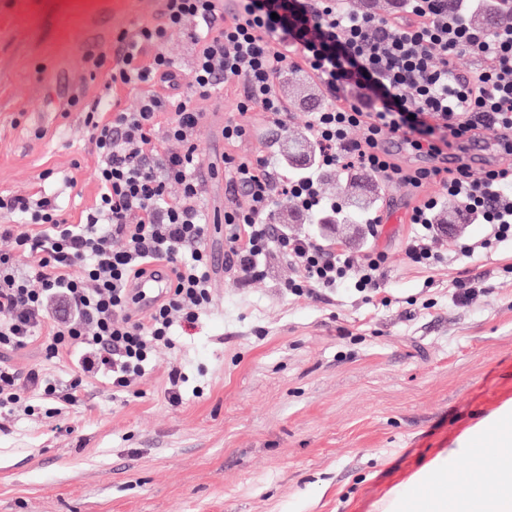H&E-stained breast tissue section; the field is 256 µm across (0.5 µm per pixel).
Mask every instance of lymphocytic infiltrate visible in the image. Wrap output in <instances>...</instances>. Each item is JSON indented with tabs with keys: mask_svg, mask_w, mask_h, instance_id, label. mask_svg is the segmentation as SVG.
Here are the masks:
<instances>
[{
	"mask_svg": "<svg viewBox=\"0 0 512 512\" xmlns=\"http://www.w3.org/2000/svg\"><path fill=\"white\" fill-rule=\"evenodd\" d=\"M441 2L404 0L403 15L378 19L337 12L333 0H241L229 16L223 0H166L162 22L138 25L121 56L88 58L91 78H102L104 89L85 109L98 157L91 205L75 215L45 191L0 194V421L38 408L59 416L94 379L112 396L128 393L157 349L172 347L175 331L195 329L208 313L214 260L206 246L195 101L227 83L242 87L240 117L224 125L231 147L248 133L251 110L285 125L275 90L282 74L304 67L341 93L309 125L313 164L286 181L273 183L265 157H226L229 184L248 201L224 211L231 268L240 281L262 276L263 259L274 253L293 269L283 283L293 296L320 298L344 282L378 294L385 252L359 258L336 252L271 220L279 197L313 216L335 212V202L321 198L319 182L336 169L357 168L416 189L442 182L460 213L487 227L480 240H454L458 254L512 240L511 169L475 179L462 160L452 171L410 168L387 147L393 134L435 158L449 141L464 143L483 130L512 151V26L485 33L465 11L447 13ZM184 28L194 56L183 82L164 44L171 30ZM463 53L482 58L484 67L456 74L452 64ZM118 88L138 92L136 111L113 110ZM352 128L359 139H348ZM172 183L181 188L174 200L167 195ZM437 205L430 197L411 211L415 234L406 255L413 264L431 267L444 259L436 245ZM160 264L172 278L144 320L131 285ZM33 344L45 360L71 362L68 392L39 367L9 363Z\"/></svg>",
	"mask_w": 512,
	"mask_h": 512,
	"instance_id": "1",
	"label": "lymphocytic infiltrate"
}]
</instances>
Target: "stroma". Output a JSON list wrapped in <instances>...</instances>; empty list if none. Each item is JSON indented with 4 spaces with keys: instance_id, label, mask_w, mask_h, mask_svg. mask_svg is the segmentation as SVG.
<instances>
[{
    "instance_id": "obj_1",
    "label": "stroma",
    "mask_w": 512,
    "mask_h": 512,
    "mask_svg": "<svg viewBox=\"0 0 512 512\" xmlns=\"http://www.w3.org/2000/svg\"><path fill=\"white\" fill-rule=\"evenodd\" d=\"M58 28L57 0L0 12V193L31 194L45 168L72 170L77 212L94 198L97 156L79 112L46 109L39 68L52 60ZM276 90L286 125L252 114L232 148L218 124L237 116V84L196 101L211 252L229 249L216 228L225 206L246 201L227 190L225 152L268 157L274 181L291 174L279 159L312 109L287 77ZM355 184L372 193L374 216L413 195L357 169L321 179L320 194L342 204ZM274 218L356 256L386 251L381 297L348 284L320 299L289 296L275 254L260 280L213 273L210 311L176 349L158 351L130 393L115 398L93 381L65 409V430L41 413L0 426V512H374L390 488L512 398V241L422 268L405 256L408 217L375 237L362 224L312 225L284 203ZM458 280L478 296H458ZM176 368L194 388L178 407L164 395Z\"/></svg>"
}]
</instances>
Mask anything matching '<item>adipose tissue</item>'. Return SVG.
Listing matches in <instances>:
<instances>
[{"mask_svg":"<svg viewBox=\"0 0 512 512\" xmlns=\"http://www.w3.org/2000/svg\"><path fill=\"white\" fill-rule=\"evenodd\" d=\"M454 445L470 451L475 468L456 470L451 453H441L412 475L406 487L391 489L377 503L376 512H406L412 501L420 512H512V400L463 432ZM480 465L495 471L494 490L480 485Z\"/></svg>","mask_w":512,"mask_h":512,"instance_id":"obj_1","label":"adipose tissue"}]
</instances>
